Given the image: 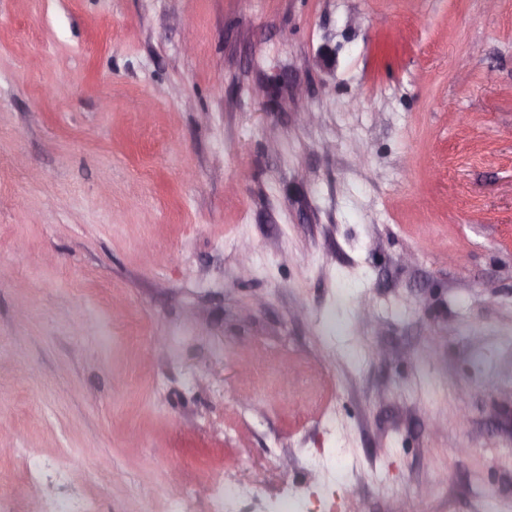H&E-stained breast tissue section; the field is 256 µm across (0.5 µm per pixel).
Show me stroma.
<instances>
[{"label": "stroma", "mask_w": 512, "mask_h": 512, "mask_svg": "<svg viewBox=\"0 0 512 512\" xmlns=\"http://www.w3.org/2000/svg\"><path fill=\"white\" fill-rule=\"evenodd\" d=\"M234 482L512 512V0H0V512Z\"/></svg>", "instance_id": "35a3bbf8"}]
</instances>
